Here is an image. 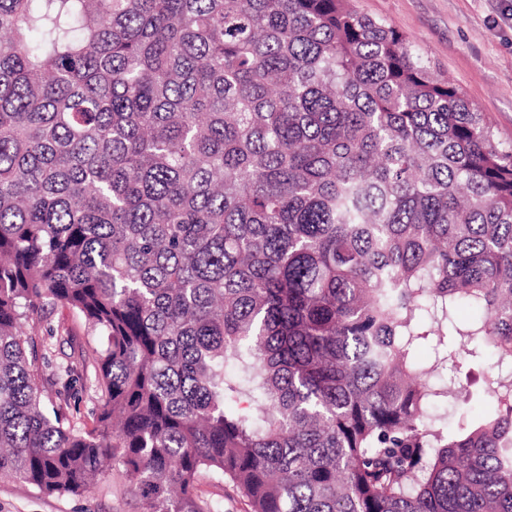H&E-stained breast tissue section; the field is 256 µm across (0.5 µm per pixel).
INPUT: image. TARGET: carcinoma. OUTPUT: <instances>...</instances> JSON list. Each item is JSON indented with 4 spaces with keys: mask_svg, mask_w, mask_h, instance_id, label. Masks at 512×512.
<instances>
[{
    "mask_svg": "<svg viewBox=\"0 0 512 512\" xmlns=\"http://www.w3.org/2000/svg\"><path fill=\"white\" fill-rule=\"evenodd\" d=\"M59 305L97 337L65 366L26 331ZM113 463L147 512H220L204 478L250 512H512V146L386 21L0 0V474ZM199 495L213 500H222L224 496V512H249V507L244 501L237 498L230 491H225L212 480H204L199 485Z\"/></svg>",
    "mask_w": 512,
    "mask_h": 512,
    "instance_id": "1",
    "label": "carcinoma"
}]
</instances>
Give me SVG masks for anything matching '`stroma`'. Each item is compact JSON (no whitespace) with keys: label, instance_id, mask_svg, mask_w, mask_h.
I'll list each match as a JSON object with an SVG mask.
<instances>
[{"label":"stroma","instance_id":"obj_1","mask_svg":"<svg viewBox=\"0 0 512 512\" xmlns=\"http://www.w3.org/2000/svg\"><path fill=\"white\" fill-rule=\"evenodd\" d=\"M359 12L405 33L438 74L460 87L490 119L497 140L512 144V0H352ZM58 335L48 341L57 359L87 344L83 318L56 307ZM0 512H146L121 466L88 493L47 494L0 477Z\"/></svg>","mask_w":512,"mask_h":512}]
</instances>
